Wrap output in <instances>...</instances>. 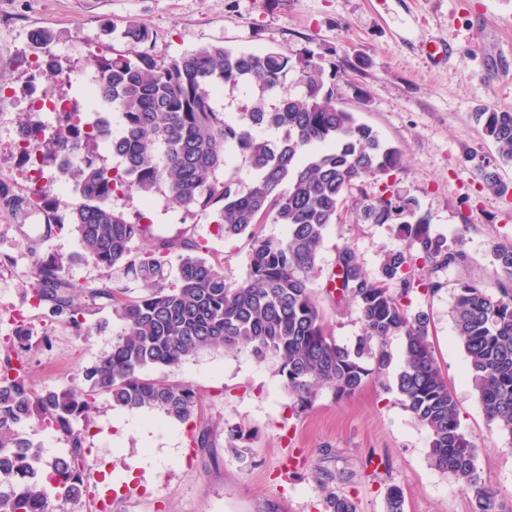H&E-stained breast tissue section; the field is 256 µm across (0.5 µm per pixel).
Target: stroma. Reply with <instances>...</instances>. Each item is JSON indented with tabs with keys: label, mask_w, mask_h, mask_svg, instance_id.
Wrapping results in <instances>:
<instances>
[{
	"label": "stroma",
	"mask_w": 512,
	"mask_h": 512,
	"mask_svg": "<svg viewBox=\"0 0 512 512\" xmlns=\"http://www.w3.org/2000/svg\"><path fill=\"white\" fill-rule=\"evenodd\" d=\"M131 22L148 29L152 51L162 58L221 41L247 50L306 47L336 62L341 105L402 153L395 190L416 201L432 234L460 244L466 259L459 276L496 288L500 274L490 247L512 242V165L498 168L507 194L484 189L476 166L497 154L474 115L512 108V0H0V181L11 196H26L27 156L40 148L34 142L22 152L14 145L28 103L47 88L34 77L37 62L57 60L69 81L50 88L83 103V81L94 76L89 56L125 51L112 32ZM44 28L51 42L34 44L32 33ZM432 41L446 46L443 59L426 53ZM43 190L58 203L62 225L42 241L30 233L25 210L0 203V339L11 334L13 315L28 311L30 382L80 390L83 369L111 349L124 324L111 310L98 312L92 320L100 331L84 339L28 310L24 284L34 259L69 258V274L79 284L104 281L131 297L145 288L124 270L86 261L66 222L74 196L60 194L51 178ZM149 213L153 236L204 241L227 283L246 279L248 235H218L211 216L184 215L162 194ZM345 244L375 277L384 255L405 242L395 225L369 224L346 210L319 249L322 276L330 275ZM453 294L449 287L435 294L419 289L405 304L409 313L428 316L435 357L478 448L482 481L511 508L512 442L489 425L470 385L451 316ZM318 302L337 343L354 345L363 333L356 307L324 294ZM152 374L192 384L204 414L181 424L97 396L83 448L90 493L85 505L67 503L64 512H98L103 500L109 512H327L332 493L350 497L356 512H386L393 485L404 492L405 512L473 510L470 495L431 467L427 431L379 378L343 399L320 389L301 409L276 362L245 351L204 350ZM232 428L241 429L243 439L229 441ZM194 429L208 431V447L190 448Z\"/></svg>",
	"instance_id": "stroma-1"
}]
</instances>
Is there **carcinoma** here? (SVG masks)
<instances>
[{"label":"carcinoma","mask_w":512,"mask_h":512,"mask_svg":"<svg viewBox=\"0 0 512 512\" xmlns=\"http://www.w3.org/2000/svg\"><path fill=\"white\" fill-rule=\"evenodd\" d=\"M116 38L128 51L109 59L95 55L92 62L97 102L115 114L118 131L106 119L85 129L75 103L64 133L48 138L29 116L22 126L43 144V161L65 151L85 152L82 162L66 170L80 197L69 223L83 256L105 270L123 266L148 291L129 298L104 282L77 284L69 278V261L61 258L32 265L26 294L74 335H91L88 316L107 307L125 328L112 338L111 350L83 370L88 391L80 394L27 383L25 327L0 344V512H58L60 500L82 502L90 466L78 423L99 394L117 406L157 409L182 423L201 412L191 385L152 378L146 374L151 368L178 367L205 349L246 348L259 361L278 362L289 395L301 407L322 387L339 399L355 394L370 376L366 357L378 372L386 371L392 336L402 341L401 367L385 388L428 430L430 465L473 495V512H503L482 483L477 448L462 429L457 401L428 341V318L408 314L403 304L419 288H443L438 273L458 266L464 253L432 235L415 202L388 184L401 168V152L336 101V63L306 47L288 54L238 50L222 42L159 59L148 48L147 29L137 23ZM224 86L248 94L233 119L216 106V92ZM474 117L499 160L512 164V109H486ZM100 139L119 165L109 169L96 162L88 147ZM232 153L254 174L247 186L234 171L221 180L216 176ZM478 168L486 190L506 193L495 169ZM365 179L381 182L383 189L360 207L361 219L398 225L409 246L386 255L378 278L366 273L352 246L339 247L331 276L319 286V247L348 208L356 183ZM161 192L188 216L214 211L217 233L224 237H250L242 283L228 285L224 268L204 257L191 238L157 237L151 249L138 251L136 242L151 236L150 217L141 213L131 222L110 200L116 193H135L150 203ZM56 209L41 198L49 231L61 223ZM268 221L284 225L287 234L260 235L258 225ZM490 254L501 273L496 291L455 280L451 315L486 418L512 439V244L496 243ZM173 256L175 280L164 285L160 278ZM420 265L427 273L417 277ZM318 287L331 300L357 308L363 336L354 346H340L330 334ZM35 420L67 442L66 453L45 457L26 432ZM327 506L330 512H355L345 494L334 495ZM386 512H404L397 486L386 492Z\"/></svg>","instance_id":"obj_1"}]
</instances>
